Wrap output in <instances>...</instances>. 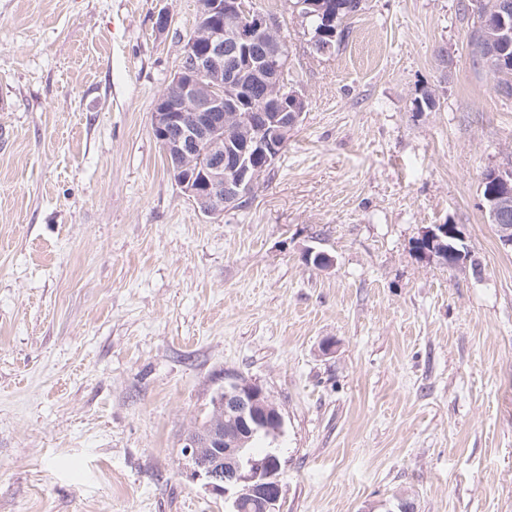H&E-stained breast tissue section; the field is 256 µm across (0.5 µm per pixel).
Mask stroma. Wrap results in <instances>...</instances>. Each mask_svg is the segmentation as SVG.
<instances>
[{"label":"stroma","instance_id":"obj_1","mask_svg":"<svg viewBox=\"0 0 512 512\" xmlns=\"http://www.w3.org/2000/svg\"><path fill=\"white\" fill-rule=\"evenodd\" d=\"M251 6L307 108L213 221L151 129L197 0H0V512H227L183 441L228 373L282 413L281 512H512V103L460 0H365L327 55ZM437 224L477 269L419 257ZM493 178L497 179L499 190L493 196L495 204L492 208V217L498 228L499 241L501 245L506 248H512V223H500L501 221L508 219L510 212L512 215V173L511 171L496 173Z\"/></svg>","mask_w":512,"mask_h":512}]
</instances>
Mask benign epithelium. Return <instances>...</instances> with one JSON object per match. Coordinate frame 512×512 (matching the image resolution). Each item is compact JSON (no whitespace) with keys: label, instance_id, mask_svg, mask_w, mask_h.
<instances>
[{"label":"benign epithelium","instance_id":"benign-epithelium-1","mask_svg":"<svg viewBox=\"0 0 512 512\" xmlns=\"http://www.w3.org/2000/svg\"><path fill=\"white\" fill-rule=\"evenodd\" d=\"M200 24L185 45L181 67L158 98L151 126L175 183L202 215L219 219L252 198L255 187L274 166L290 133L307 107L303 90L288 83V40L271 17L248 9L244 0H198ZM265 87L251 104L238 96L244 78ZM235 144L226 161L224 144ZM492 217L499 241L512 248V173L494 175ZM462 239L451 224L428 229L423 236L438 253L430 260L466 268L465 253L442 244ZM215 416L186 435V475L224 496L228 512H281V461L275 452L260 457L246 451L253 437H277L283 418L264 389L241 377H230L213 398Z\"/></svg>","mask_w":512,"mask_h":512}]
</instances>
